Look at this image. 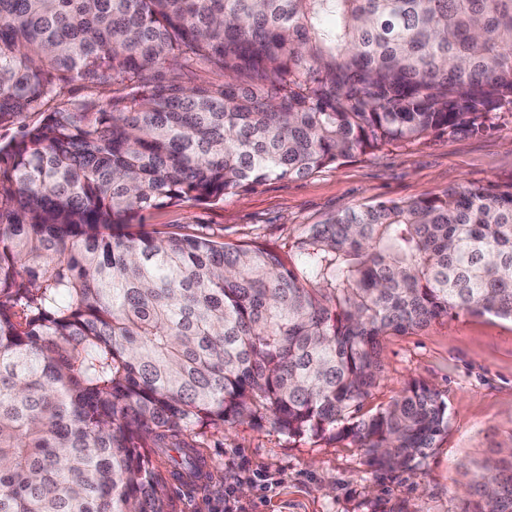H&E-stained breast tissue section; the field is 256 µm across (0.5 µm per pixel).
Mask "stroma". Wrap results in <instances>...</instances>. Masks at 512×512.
Here are the masks:
<instances>
[{
	"label": "stroma",
	"mask_w": 512,
	"mask_h": 512,
	"mask_svg": "<svg viewBox=\"0 0 512 512\" xmlns=\"http://www.w3.org/2000/svg\"><path fill=\"white\" fill-rule=\"evenodd\" d=\"M454 184H512V112L480 134L436 132L303 178L272 177L246 195L181 201L146 214V230L256 242L288 250L306 225L343 209L413 200ZM379 385L364 403L389 404L407 382L438 389L448 431L416 470H378L352 440L291 438L271 424L205 429V486L167 479L168 512H224L233 487L242 512H466L470 461L512 448V321L460 314L414 333L385 337Z\"/></svg>",
	"instance_id": "1"
}]
</instances>
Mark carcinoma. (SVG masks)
<instances>
[{
	"instance_id": "carcinoma-1",
	"label": "carcinoma",
	"mask_w": 512,
	"mask_h": 512,
	"mask_svg": "<svg viewBox=\"0 0 512 512\" xmlns=\"http://www.w3.org/2000/svg\"><path fill=\"white\" fill-rule=\"evenodd\" d=\"M50 96L0 145V512H166L148 449L194 485L195 429L244 420L419 468L448 405L413 380L361 413L380 341L512 320V185L350 207L285 254L132 220L493 127L512 0H0V126ZM506 452L474 512H512ZM55 103V101H49L47 104H45L41 111L25 112L14 122L12 126L2 128L0 127V143L5 144L14 138H17L20 134V131L25 127L31 128L37 126L43 118L42 112H49Z\"/></svg>"
}]
</instances>
